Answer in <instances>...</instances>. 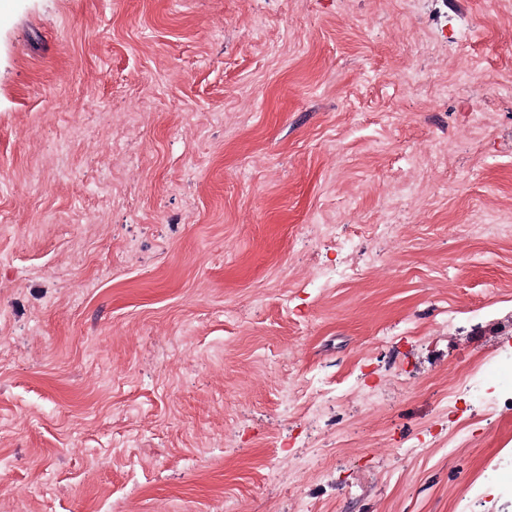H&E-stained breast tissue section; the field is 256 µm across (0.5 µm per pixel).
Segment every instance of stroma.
<instances>
[{
  "mask_svg": "<svg viewBox=\"0 0 512 512\" xmlns=\"http://www.w3.org/2000/svg\"><path fill=\"white\" fill-rule=\"evenodd\" d=\"M510 359L512 0L0 5V512H512Z\"/></svg>",
  "mask_w": 512,
  "mask_h": 512,
  "instance_id": "stroma-1",
  "label": "stroma"
}]
</instances>
